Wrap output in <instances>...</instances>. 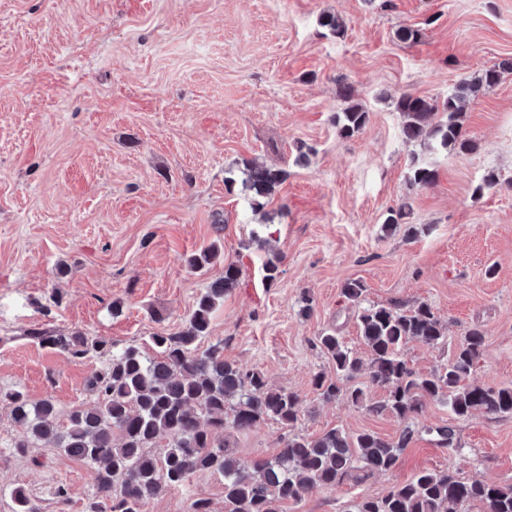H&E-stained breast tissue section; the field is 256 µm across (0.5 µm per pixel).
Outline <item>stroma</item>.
Instances as JSON below:
<instances>
[{"label":"stroma","mask_w":512,"mask_h":512,"mask_svg":"<svg viewBox=\"0 0 512 512\" xmlns=\"http://www.w3.org/2000/svg\"><path fill=\"white\" fill-rule=\"evenodd\" d=\"M330 15L344 35L324 26ZM404 27L417 39H399ZM506 60L512 0H395L390 10L381 0H0V391L51 399L66 423L94 406L86 383L100 363L41 347L31 331L146 347L181 330L230 263L241 275L209 342L303 400L294 428L224 431L240 459L276 455L291 431L397 439L394 417L311 388L314 374L336 375L322 333L364 350L341 295L352 279L367 304L433 307L448 342L407 343L418 372L477 326L486 347L471 382L512 385V70L468 102L471 151L406 141L396 108L404 93L444 100ZM343 82L369 114L347 138L334 123ZM414 158L436 169L434 185L410 184ZM248 160L287 172L260 211L243 184ZM491 172L499 185L474 198ZM402 204L404 224L386 230ZM213 243L214 266L192 271L187 258ZM274 257L281 274L269 287L262 266ZM448 425L455 452L434 433ZM416 426L392 471L313 489L282 512H350L424 469L512 484V416L455 420L431 403ZM25 435L1 401L0 512H13L18 488L33 512H85L90 469L44 442L16 453ZM200 497L224 512L223 478L195 473L144 512H193Z\"/></svg>","instance_id":"obj_1"}]
</instances>
